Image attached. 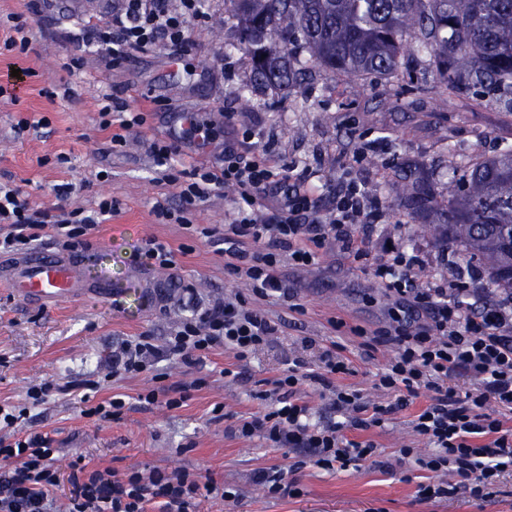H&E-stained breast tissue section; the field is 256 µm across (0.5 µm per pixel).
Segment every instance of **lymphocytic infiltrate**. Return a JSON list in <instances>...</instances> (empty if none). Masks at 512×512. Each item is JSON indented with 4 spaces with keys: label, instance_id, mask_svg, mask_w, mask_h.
<instances>
[{
    "label": "lymphocytic infiltrate",
    "instance_id": "obj_1",
    "mask_svg": "<svg viewBox=\"0 0 512 512\" xmlns=\"http://www.w3.org/2000/svg\"><path fill=\"white\" fill-rule=\"evenodd\" d=\"M204 18L201 0H180L176 7L171 0H118L101 23L77 21L71 38L97 47L106 67L119 68L134 51L183 45L189 22ZM184 139L207 144L211 140L208 124L189 121L174 131L170 142L155 141L148 147L155 166L167 173L183 202L178 209L164 200L156 202L153 213L161 223L183 224L186 207L213 191L233 187L236 196L224 214V241L230 256L224 270L232 278L247 281L256 298L287 297L286 283L278 272L281 256L307 266L326 246L338 242L354 260L365 259L363 240L372 234L384 207L363 180L348 172L337 176L332 206L325 209L309 187V169L281 162L265 146L229 144L214 160L182 162L178 144ZM272 195L279 197L280 204L270 210L264 201ZM115 210V201L105 198L94 210L63 211L52 218L41 207L32 206L19 186L0 183V224L10 227L0 236V249L37 240L48 225L63 249L77 248L83 236L110 219ZM418 263V256L397 250L373 269L386 294L403 305L402 316L368 341L372 347L393 349L378 385L395 392V400L371 407L358 391L333 383V375L350 371L342 345L335 343L323 352L321 370L289 368L265 393L274 408L241 422V437L258 436L273 447L304 455L303 460L256 474V482L269 493L296 495L288 475L303 463L344 469L376 457L373 442L347 439L344 427L382 426L423 389L431 392V402L415 416L412 430L429 450L422 454L401 448L396 458L398 466L411 464L435 474V481L419 485L420 500L443 499L464 489L473 500L485 502L501 476L512 471V431L504 429L501 420L502 411H512V305L484 301L460 276L422 287L415 274ZM276 331V324L264 313L240 296L230 295L223 304L193 310L169 337L167 350L190 363L222 346L244 361ZM154 353L151 337L127 342L112 365V374L152 372L155 386L144 395V402L152 405L163 398L168 407H175L162 384L163 374L152 371ZM457 371L473 380L472 390L461 394L448 386L449 376ZM306 381L327 391L336 418L310 423L308 407L293 399L297 386ZM53 454L49 440L40 433L30 432L11 442L0 436V512H52V492L60 481ZM67 482L69 512H145L151 502L159 504L160 512H195L200 491L224 499L230 496L213 477L184 470L121 474L110 469L89 471L75 462Z\"/></svg>",
    "mask_w": 512,
    "mask_h": 512
}]
</instances>
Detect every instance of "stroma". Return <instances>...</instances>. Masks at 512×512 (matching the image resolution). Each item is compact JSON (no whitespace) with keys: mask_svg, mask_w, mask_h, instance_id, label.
<instances>
[{"mask_svg":"<svg viewBox=\"0 0 512 512\" xmlns=\"http://www.w3.org/2000/svg\"><path fill=\"white\" fill-rule=\"evenodd\" d=\"M84 2L79 9L75 0H56L53 11L43 13L37 0H0V86L6 90L0 96V182L19 186L53 215L94 209L104 197L117 202L89 248L75 250L89 285L68 299L36 304L15 295L5 272L19 254L0 251V406L26 408L17 433L47 436L64 475L78 459L91 470L209 472L233 496L224 501L201 494L196 512H512V473L504 474L490 501L479 504L463 496L419 501L417 486L427 482V472L411 470L403 481L383 470L396 449L426 452L411 428L430 402L426 392L383 427L348 431V438L376 444L377 461L344 470L304 465L290 475L299 490L295 496L268 494L254 481L256 470L284 464V449L237 432L241 420L266 410L259 392L294 362L318 368L321 352L334 342L344 345L351 368L335 383L359 391L367 402L386 401L376 383L393 350L364 344L365 336L389 322L394 305L372 276L371 265L381 256L379 237L400 239L415 252L423 279L447 275L441 257L451 250L464 272L474 275V287L492 288L483 266L460 244L435 241L395 189L421 170L437 198L447 200L449 173L463 174L472 163L512 147V104L448 89L429 49L415 41L389 76L340 77L309 54L296 53L293 64L303 75L281 96L251 80V56L239 41L233 0H201L209 21L189 26L191 51H140L112 70L68 39L77 19L112 7L111 0ZM18 30L28 41L23 52L6 46ZM74 58L80 64L73 69ZM117 90L126 107L113 113L110 128H102L104 96ZM228 112L237 113L241 128H252L256 141L276 156L309 165L322 205L331 202L339 169L369 184L388 213L365 246L366 259L353 260L332 245L312 265L282 263L291 302L256 299L246 282L224 275V212L232 188L197 203L190 225L156 221V201L175 206L179 199L159 180L145 141L168 140L178 116L188 115L211 123L216 136L205 149L189 142L179 149L185 160L209 161L224 150ZM136 115L141 124L122 129V121ZM21 119L33 126L18 134L14 127ZM118 132L125 137L120 146L111 141ZM66 183L74 184V192L57 197L55 185ZM147 238L173 249V267L134 260L135 247ZM101 277L109 279L108 289L94 288ZM233 294L279 323L270 345L244 362L220 346L190 365L168 353L170 334L192 308ZM140 336L156 346L166 384L182 387L179 407L142 406L140 395L153 386L150 375L112 377L113 351ZM45 381L59 385V392L27 406V389ZM115 397L125 406L111 421L80 413L83 399L96 404Z\"/></svg>","mask_w":512,"mask_h":512,"instance_id":"35a3bbf8","label":"stroma"}]
</instances>
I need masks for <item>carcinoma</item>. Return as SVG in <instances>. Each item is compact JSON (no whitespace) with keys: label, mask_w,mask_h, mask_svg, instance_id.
I'll return each mask as SVG.
<instances>
[{"label":"carcinoma","mask_w":512,"mask_h":512,"mask_svg":"<svg viewBox=\"0 0 512 512\" xmlns=\"http://www.w3.org/2000/svg\"><path fill=\"white\" fill-rule=\"evenodd\" d=\"M254 80L287 93L296 80L292 45L342 77L390 75L407 41L432 48L449 87L512 95V0H234ZM434 239L462 244L491 282L512 290V148L479 160L448 185V207L421 173L396 188Z\"/></svg>","instance_id":"carcinoma-1"}]
</instances>
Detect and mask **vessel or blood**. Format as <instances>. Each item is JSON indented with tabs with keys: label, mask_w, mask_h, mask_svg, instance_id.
I'll use <instances>...</instances> for the list:
<instances>
[{
	"label": "vessel or blood",
	"mask_w": 512,
	"mask_h": 512,
	"mask_svg": "<svg viewBox=\"0 0 512 512\" xmlns=\"http://www.w3.org/2000/svg\"><path fill=\"white\" fill-rule=\"evenodd\" d=\"M80 281L81 268L77 261L40 249L12 267L9 286L18 296L41 302L69 297Z\"/></svg>",
	"instance_id": "obj_1"
}]
</instances>
